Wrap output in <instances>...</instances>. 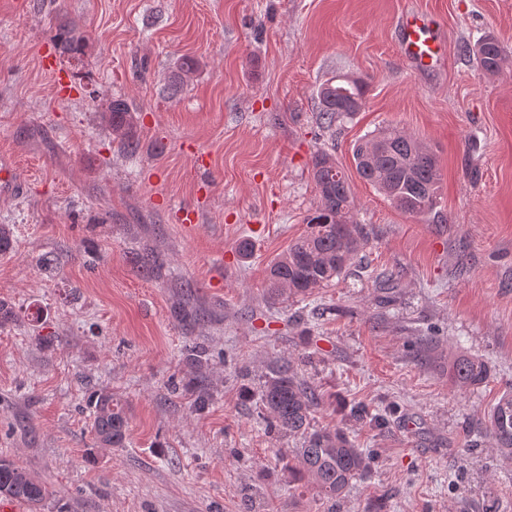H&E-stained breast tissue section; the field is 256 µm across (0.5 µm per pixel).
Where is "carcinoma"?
I'll return each mask as SVG.
<instances>
[{
    "mask_svg": "<svg viewBox=\"0 0 512 512\" xmlns=\"http://www.w3.org/2000/svg\"><path fill=\"white\" fill-rule=\"evenodd\" d=\"M57 38L73 58L84 55L87 40L76 28L59 26ZM506 54L504 46L492 35L483 37L475 46L477 63L487 77L502 71ZM196 70L195 59L181 58L171 86L183 85ZM364 96L365 83L357 78L338 81L332 77L323 82L318 97L325 128L330 130L336 120L360 111ZM102 115L120 145L133 147L137 130L128 105L114 99ZM352 159L358 176L396 208L412 217L435 221L441 169L436 154L416 138L384 127L356 141ZM311 164L320 205L307 217V233L270 265L268 298L273 302L286 294L309 295L347 276L360 249L361 225L351 220L354 199L348 177L324 149L314 153ZM449 377L456 388L466 390L487 379L488 366L479 357L460 356L450 365ZM261 400L269 429L303 439L295 451L298 466L290 465L288 469L315 485L324 498H341L352 479L369 471V456L354 447L342 431L313 427V413L321 405V398L311 383L298 375L293 363L271 369L261 386ZM89 403L99 443L123 447L128 425L121 404L106 390L92 394ZM483 435L491 447L512 459V391L502 394L492 406ZM46 495V487L32 474L0 457V496L23 501L35 510Z\"/></svg>",
    "mask_w": 512,
    "mask_h": 512,
    "instance_id": "1",
    "label": "carcinoma"
}]
</instances>
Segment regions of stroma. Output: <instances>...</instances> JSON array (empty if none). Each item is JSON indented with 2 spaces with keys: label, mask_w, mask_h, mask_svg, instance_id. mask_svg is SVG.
<instances>
[{
  "label": "stroma",
  "mask_w": 512,
  "mask_h": 512,
  "mask_svg": "<svg viewBox=\"0 0 512 512\" xmlns=\"http://www.w3.org/2000/svg\"><path fill=\"white\" fill-rule=\"evenodd\" d=\"M409 9L447 38L436 69L400 56ZM63 23L81 58L59 48ZM487 33L509 52L493 78L462 50ZM185 56L198 69L167 95ZM335 75L364 79L365 105L327 131L317 91ZM114 98L135 151L101 119ZM384 126L437 154L441 223L358 177L354 143ZM320 148L349 178L361 265L272 305L267 267L320 204ZM1 154L22 188L0 198V457L45 484L41 512H512V461L468 445L512 388V0H0ZM462 355L490 369L468 391L448 376ZM277 360L316 386L317 424L372 457L336 503L266 426ZM97 389L126 410L124 447L96 441ZM346 404L387 422L347 421ZM57 38L65 52L73 58H80L84 55L87 45L86 37L73 26L63 24L59 26Z\"/></svg>",
  "instance_id": "stroma-1"
}]
</instances>
